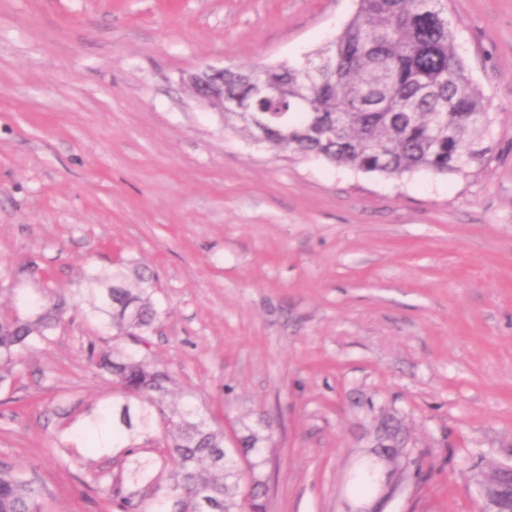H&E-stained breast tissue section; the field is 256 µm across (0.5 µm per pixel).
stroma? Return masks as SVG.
<instances>
[{
    "instance_id": "obj_1",
    "label": "stroma",
    "mask_w": 512,
    "mask_h": 512,
    "mask_svg": "<svg viewBox=\"0 0 512 512\" xmlns=\"http://www.w3.org/2000/svg\"><path fill=\"white\" fill-rule=\"evenodd\" d=\"M356 0H0V313L91 269L156 274L145 344L76 302L0 385V463L45 512H112L122 449L66 447L116 394L90 345L164 365L171 399L233 448L256 431L267 512H358L352 480L393 419L406 440L374 512H480L512 465V0H449L489 101V153L400 178L243 138L191 73L298 64ZM36 263L38 273L27 266ZM510 466H498L491 469L488 474L480 475L478 482L479 488L483 492L485 502V512H510V502L508 508H504L506 497L500 485V477L505 471L511 470Z\"/></svg>"
}]
</instances>
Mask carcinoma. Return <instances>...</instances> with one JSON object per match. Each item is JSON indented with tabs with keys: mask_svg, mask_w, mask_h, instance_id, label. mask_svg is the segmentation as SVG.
Returning a JSON list of instances; mask_svg holds the SVG:
<instances>
[{
	"mask_svg": "<svg viewBox=\"0 0 512 512\" xmlns=\"http://www.w3.org/2000/svg\"><path fill=\"white\" fill-rule=\"evenodd\" d=\"M420 0H357L343 30L300 65L266 74L267 98L252 93V70L224 76V96L248 103L251 118L224 112V124L254 137L258 122L275 150L334 166L401 177L419 171L447 175L485 160L488 131L483 93L458 52L453 24L423 12ZM156 278L143 266L116 265L87 275L90 315L114 336L146 342L158 312ZM74 293L43 289L27 317L0 318V382L20 372L23 354L45 340L73 305ZM89 362L112 380L122 403L106 406L81 429L93 445L103 434L133 457L129 479L146 498L132 504L122 483L99 489L116 512H264L262 484L252 479L249 510L242 474L224 448V428L193 405L165 407L175 378L135 350L90 348ZM167 420L161 444L150 437ZM139 437L143 444L136 443ZM172 468H167L169 462ZM167 472L166 485L153 477ZM0 512H43L41 492L12 466L0 467Z\"/></svg>",
	"mask_w": 512,
	"mask_h": 512,
	"instance_id": "cac0c4a2",
	"label": "carcinoma"
}]
</instances>
